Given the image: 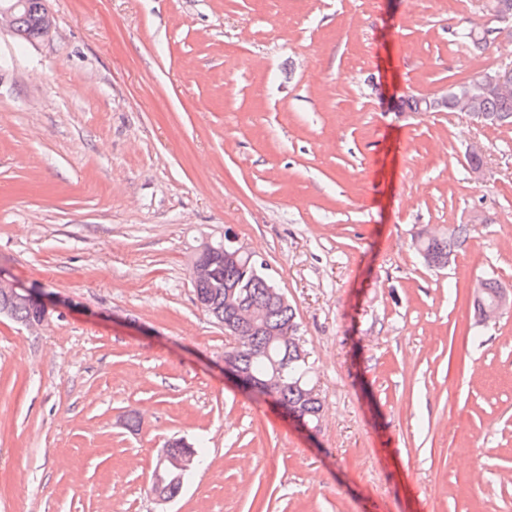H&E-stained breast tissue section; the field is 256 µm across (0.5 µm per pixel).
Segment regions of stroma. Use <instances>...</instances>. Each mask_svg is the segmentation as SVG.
<instances>
[{
	"mask_svg": "<svg viewBox=\"0 0 512 512\" xmlns=\"http://www.w3.org/2000/svg\"><path fill=\"white\" fill-rule=\"evenodd\" d=\"M48 3V36L0 31V268L56 302L0 316V512H512V312L471 296L512 283V126L398 109L512 62L460 37L482 0ZM228 228L319 426L224 373L190 270ZM172 438L204 462L162 508ZM472 230V226L469 224H457L451 229L449 234H445L441 237L427 238L421 241L418 245V249L419 251L426 252L424 258L430 267H445V264H449L452 258V256H448V254L453 253L458 242L462 238L465 239ZM174 446V439L173 440H169L167 441L163 448H160L158 450V453H157V461L155 462V466L154 468H156V470L154 471V474H153V485H154V489L150 492V494L154 497V499L156 500V502L159 504V505H163L165 506L166 504L170 503L171 501H173L172 499H164L162 497H159L155 491V488L159 485H161V483L163 482L164 480V477L165 475L169 472V471H179V472H186L190 469H192L195 465V454H196V461L198 459V462L200 463L201 459H202V455L201 453L196 449V448H193L191 446V448L193 449V452H189V451H182V452H178V453H174L172 448ZM157 462H158V465H157Z\"/></svg>",
	"mask_w": 512,
	"mask_h": 512,
	"instance_id": "1",
	"label": "stroma"
}]
</instances>
